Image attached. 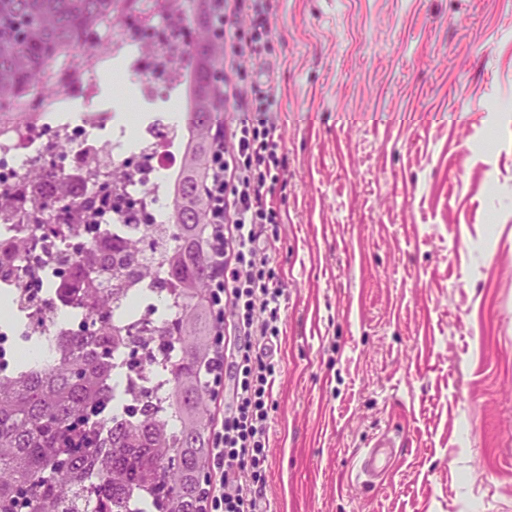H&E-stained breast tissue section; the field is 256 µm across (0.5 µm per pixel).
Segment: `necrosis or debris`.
<instances>
[{
    "label": "necrosis or debris",
    "mask_w": 512,
    "mask_h": 512,
    "mask_svg": "<svg viewBox=\"0 0 512 512\" xmlns=\"http://www.w3.org/2000/svg\"><path fill=\"white\" fill-rule=\"evenodd\" d=\"M190 16L182 0H130L119 21L110 22L91 40L97 53L79 46L59 57L43 83L57 89L53 105L23 104L30 117L0 123V244L11 245L28 227L45 219L44 203L67 188L76 209L57 212L55 232L37 234L14 265L0 269V301L10 316L0 318V379L14 378L21 367L44 372L62 355L71 337L84 334L93 318L62 299L57 290L63 260L100 245L106 235L141 243L143 227L164 224L159 206L177 176L186 124L157 118L136 127L109 125L108 112L92 107L101 73L136 74L139 90L149 97L155 86L181 103L189 78L183 66L191 41ZM80 104V119L50 122L49 108ZM152 272L129 279L113 292V281L99 277L111 295L100 316L117 328L122 340L112 360V385L125 405L138 411L131 390L148 392L162 407L168 426L176 420L165 402L168 381L161 371L179 353L176 337L155 336L175 312L165 281L160 249L144 251Z\"/></svg>",
    "instance_id": "1"
}]
</instances>
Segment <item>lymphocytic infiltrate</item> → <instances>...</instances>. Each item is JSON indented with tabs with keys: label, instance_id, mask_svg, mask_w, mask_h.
Returning <instances> with one entry per match:
<instances>
[{
	"label": "lymphocytic infiltrate",
	"instance_id": "f902f5d3",
	"mask_svg": "<svg viewBox=\"0 0 512 512\" xmlns=\"http://www.w3.org/2000/svg\"><path fill=\"white\" fill-rule=\"evenodd\" d=\"M224 11L251 21L242 51H262L268 0H224ZM224 109L236 113L235 125L216 129L206 183L210 223L224 238L221 291L237 311L230 354L234 389L208 462L205 512H262L263 472L267 462L268 407L275 369L272 343L280 334L281 298L265 269L270 247L261 227L278 221L271 182L280 166V139L264 119L271 101L238 84L223 88Z\"/></svg>",
	"mask_w": 512,
	"mask_h": 512
}]
</instances>
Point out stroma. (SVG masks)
Segmentation results:
<instances>
[{"label":"stroma","mask_w":512,"mask_h":512,"mask_svg":"<svg viewBox=\"0 0 512 512\" xmlns=\"http://www.w3.org/2000/svg\"><path fill=\"white\" fill-rule=\"evenodd\" d=\"M265 41L227 74L281 143L264 512H512V0H276ZM371 448L373 449L365 454L359 472L365 471L370 476H378L386 472L390 464V457L380 448H394V443L392 439L382 436L376 439Z\"/></svg>","instance_id":"obj_1"}]
</instances>
